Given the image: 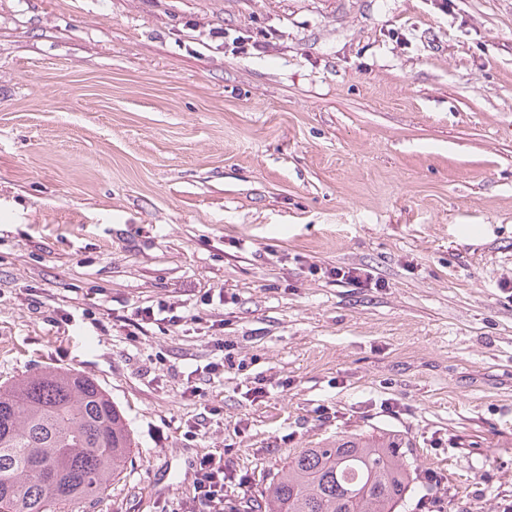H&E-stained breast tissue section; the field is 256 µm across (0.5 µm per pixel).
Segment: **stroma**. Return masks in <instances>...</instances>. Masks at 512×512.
Returning a JSON list of instances; mask_svg holds the SVG:
<instances>
[{
    "mask_svg": "<svg viewBox=\"0 0 512 512\" xmlns=\"http://www.w3.org/2000/svg\"><path fill=\"white\" fill-rule=\"evenodd\" d=\"M47 367L135 440L75 512L355 433L401 512H512V0H0V384ZM164 314L166 315L163 316ZM137 316H140L138 320L143 324L169 323L171 325L183 320L182 315L174 314L173 309L164 303H158L156 311L154 307H144L137 312Z\"/></svg>",
    "mask_w": 512,
    "mask_h": 512,
    "instance_id": "obj_1",
    "label": "stroma"
}]
</instances>
